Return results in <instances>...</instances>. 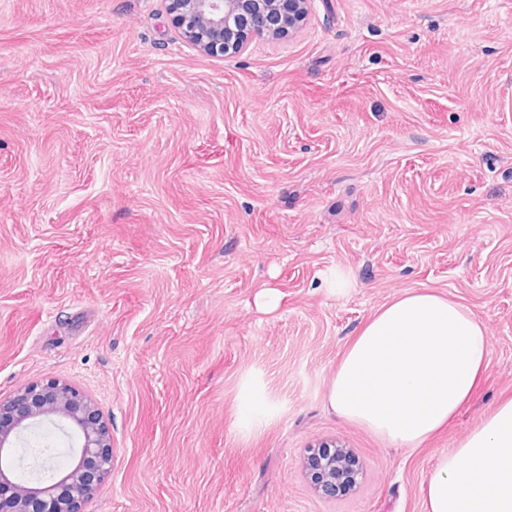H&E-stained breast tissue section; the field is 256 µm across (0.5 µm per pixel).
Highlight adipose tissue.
<instances>
[{
  "label": "adipose tissue",
  "instance_id": "obj_1",
  "mask_svg": "<svg viewBox=\"0 0 512 512\" xmlns=\"http://www.w3.org/2000/svg\"><path fill=\"white\" fill-rule=\"evenodd\" d=\"M488 348L486 326L466 306L429 289L406 292L347 343L329 407L392 444L419 446L470 401ZM423 495L426 512H512V397L437 458Z\"/></svg>",
  "mask_w": 512,
  "mask_h": 512
}]
</instances>
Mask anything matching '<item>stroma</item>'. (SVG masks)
<instances>
[{
    "label": "stroma",
    "mask_w": 512,
    "mask_h": 512,
    "mask_svg": "<svg viewBox=\"0 0 512 512\" xmlns=\"http://www.w3.org/2000/svg\"><path fill=\"white\" fill-rule=\"evenodd\" d=\"M423 288L484 323L489 365L398 448L327 389ZM54 379L112 443L79 512H425L512 395V0H313L231 58L170 0H0V398ZM330 441L361 468L333 500L303 469Z\"/></svg>",
    "instance_id": "1"
}]
</instances>
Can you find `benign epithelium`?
I'll list each match as a JSON object with an SVG mask.
<instances>
[{
  "instance_id": "benign-epithelium-1",
  "label": "benign epithelium",
  "mask_w": 512,
  "mask_h": 512,
  "mask_svg": "<svg viewBox=\"0 0 512 512\" xmlns=\"http://www.w3.org/2000/svg\"><path fill=\"white\" fill-rule=\"evenodd\" d=\"M312 0H173L179 38L202 52L230 58L256 38L296 29L310 12ZM62 421L60 429L79 439L73 462L44 478L21 480L0 466V504L7 512H76L100 488L112 463L108 430L94 404L69 383L47 381L0 399V458L12 454L28 429L46 418ZM305 472L314 489L335 498L360 472L350 449L325 442L309 450Z\"/></svg>"
}]
</instances>
